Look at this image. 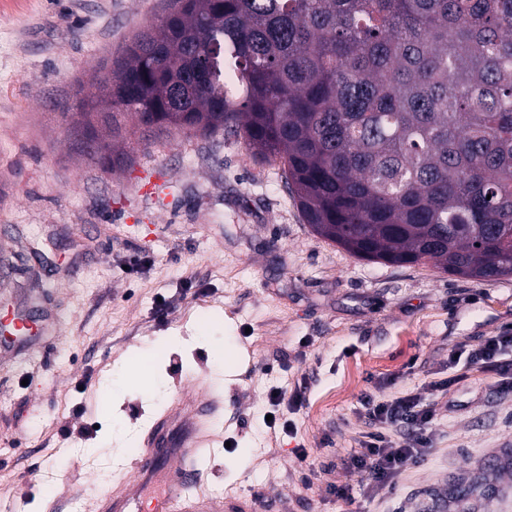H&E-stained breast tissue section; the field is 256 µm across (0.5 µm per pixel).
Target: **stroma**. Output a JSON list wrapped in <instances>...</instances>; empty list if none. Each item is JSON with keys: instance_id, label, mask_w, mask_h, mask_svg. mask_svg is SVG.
Returning a JSON list of instances; mask_svg holds the SVG:
<instances>
[{"instance_id": "35a3bbf8", "label": "stroma", "mask_w": 512, "mask_h": 512, "mask_svg": "<svg viewBox=\"0 0 512 512\" xmlns=\"http://www.w3.org/2000/svg\"><path fill=\"white\" fill-rule=\"evenodd\" d=\"M162 3L0 0V320L58 331L0 336V504L91 512L202 374L224 397L204 497L220 488L258 512H512V393L448 358L512 328V275L355 258L311 231L278 164L233 134L132 129L133 164L114 172L72 150L79 83ZM157 178L168 192L154 199ZM145 361L144 390L128 375ZM301 385V407L272 408V388ZM365 393L436 408L425 456L384 495L350 465L372 429Z\"/></svg>"}]
</instances>
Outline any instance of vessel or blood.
I'll return each mask as SVG.
<instances>
[{"label": "vessel or blood", "instance_id": "b4317fda", "mask_svg": "<svg viewBox=\"0 0 512 512\" xmlns=\"http://www.w3.org/2000/svg\"><path fill=\"white\" fill-rule=\"evenodd\" d=\"M223 406L222 396L211 390L204 377L188 381L143 437L130 462L131 484L106 491L94 512H135L142 490L162 469L168 473V482L153 497L151 512H247L226 502L204 504L196 495L213 419Z\"/></svg>", "mask_w": 512, "mask_h": 512}]
</instances>
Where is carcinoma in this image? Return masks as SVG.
Here are the masks:
<instances>
[{"label": "carcinoma", "mask_w": 512, "mask_h": 512, "mask_svg": "<svg viewBox=\"0 0 512 512\" xmlns=\"http://www.w3.org/2000/svg\"><path fill=\"white\" fill-rule=\"evenodd\" d=\"M79 84L123 170L125 117L241 136L311 230L377 263L512 275V0H167Z\"/></svg>", "instance_id": "cac0c4a2"}]
</instances>
